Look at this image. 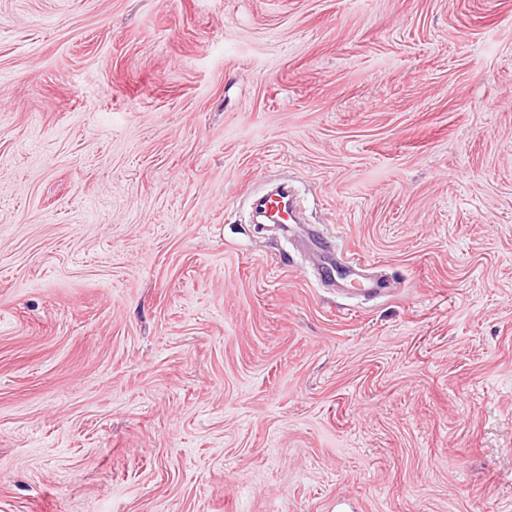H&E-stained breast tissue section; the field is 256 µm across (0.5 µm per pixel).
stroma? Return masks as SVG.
I'll return each mask as SVG.
<instances>
[{"instance_id":"35a3bbf8","label":"stroma","mask_w":512,"mask_h":512,"mask_svg":"<svg viewBox=\"0 0 512 512\" xmlns=\"http://www.w3.org/2000/svg\"><path fill=\"white\" fill-rule=\"evenodd\" d=\"M340 497L512 512V0H0V512ZM254 204L262 208L269 220L275 224H292L294 221L291 194L288 190L278 196H258Z\"/></svg>"}]
</instances>
